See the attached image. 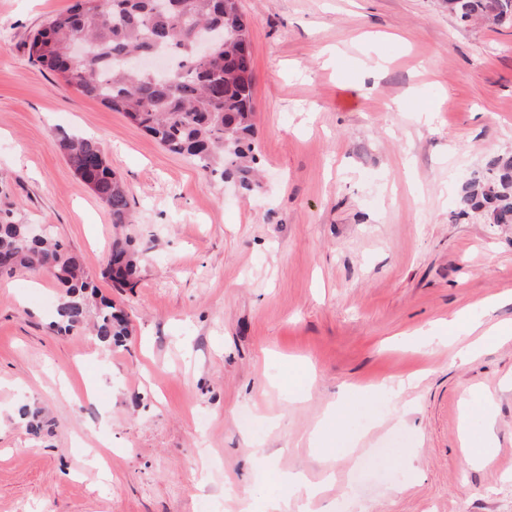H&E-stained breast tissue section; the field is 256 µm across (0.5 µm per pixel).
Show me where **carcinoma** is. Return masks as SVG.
Masks as SVG:
<instances>
[{
    "instance_id": "obj_1",
    "label": "carcinoma",
    "mask_w": 512,
    "mask_h": 512,
    "mask_svg": "<svg viewBox=\"0 0 512 512\" xmlns=\"http://www.w3.org/2000/svg\"><path fill=\"white\" fill-rule=\"evenodd\" d=\"M76 0L66 12L53 17L29 42L33 63L53 72L65 85L122 112L167 151L182 156L202 171L206 181L235 179L246 191L254 188L258 158L251 139L255 110L252 84L237 73L252 70L251 55L232 41L214 47L204 59L196 40L213 29L227 37L247 32L239 0ZM448 11L464 19L473 16L497 23L512 21V0H446ZM80 35L87 54L69 53L71 40ZM161 51L170 60L162 80L129 69L126 58ZM60 148L74 173L110 209L112 223L127 224L131 210L128 190L110 167L100 143L88 137L65 135ZM460 213L486 210L496 224L512 223V156H495L487 170L462 186ZM139 251L128 236L116 239L103 277L116 288H132ZM18 269L53 273L66 287L57 310V330L69 333L83 327L89 299L96 286L78 261L45 232L0 216V275ZM100 343L112 347L127 334L112 302L102 299L93 325ZM19 415L28 431L43 429L41 410L24 405Z\"/></svg>"
}]
</instances>
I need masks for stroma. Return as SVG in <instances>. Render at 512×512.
Returning a JSON list of instances; mask_svg holds the SVG:
<instances>
[{
  "label": "stroma",
  "instance_id": "obj_1",
  "mask_svg": "<svg viewBox=\"0 0 512 512\" xmlns=\"http://www.w3.org/2000/svg\"><path fill=\"white\" fill-rule=\"evenodd\" d=\"M74 2L0 0V209L49 227L129 334L57 332L55 276L0 275V512H232L268 459L326 482L319 512H512V340L465 362L423 342L459 311L512 324V224L458 207L466 175L512 155V24L445 0H240L264 171L245 192L32 63ZM73 134L125 182L123 230L65 160ZM120 232L132 288L101 276ZM390 377L400 394L332 415ZM469 389L488 464L464 462Z\"/></svg>",
  "mask_w": 512,
  "mask_h": 512
}]
</instances>
